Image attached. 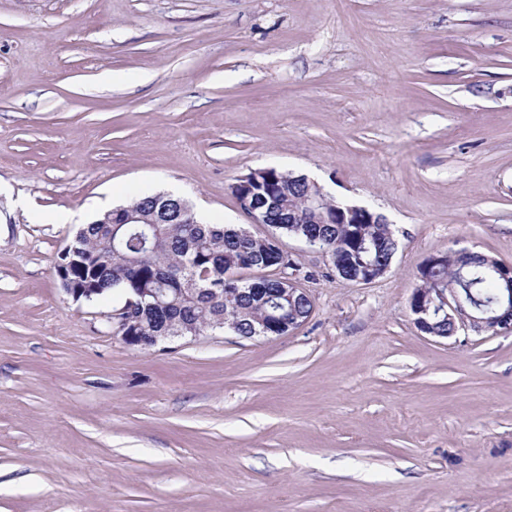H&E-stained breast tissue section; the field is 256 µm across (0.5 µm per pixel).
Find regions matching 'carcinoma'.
Instances as JSON below:
<instances>
[{"label":"carcinoma","instance_id":"carcinoma-1","mask_svg":"<svg viewBox=\"0 0 512 512\" xmlns=\"http://www.w3.org/2000/svg\"><path fill=\"white\" fill-rule=\"evenodd\" d=\"M279 187L272 196L274 208L268 220L277 233L250 236L242 228L226 224H204L200 219L184 224H160L145 237L142 224H126L129 215L150 217L154 196L133 199L119 208L105 211L89 224L80 226L73 236L74 250L59 256L58 266L69 271L78 288H87L91 301H99L112 291L130 296L144 288H161L166 293L163 305L138 312L125 329L127 336H160L170 329L199 336L219 325L234 324L236 334L251 336L254 330L273 321V307L279 306L280 321L288 325L299 321L313 307L305 296L265 300L249 287L280 291V278H243L238 286L224 289V296L206 291L208 281L224 280L227 274L244 270H265L276 266L277 243L284 237L304 238L307 232H322L321 245L329 259L345 263L351 275L363 267L387 264L399 243L390 225L315 224L303 219L288 223V214L305 213L307 186L298 176L272 169ZM426 292L418 299L436 305L441 292L454 286L467 304L484 310L497 308L501 285L484 259L475 256L458 280L454 266H437L420 283Z\"/></svg>","mask_w":512,"mask_h":512}]
</instances>
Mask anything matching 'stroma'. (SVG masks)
<instances>
[{
    "label": "stroma",
    "mask_w": 512,
    "mask_h": 512,
    "mask_svg": "<svg viewBox=\"0 0 512 512\" xmlns=\"http://www.w3.org/2000/svg\"><path fill=\"white\" fill-rule=\"evenodd\" d=\"M256 168L383 214L390 271L288 238L303 325L149 349L61 290L136 195L272 234ZM448 250L512 265V0H0V512H512V331L409 309ZM241 179H237L236 183H234L231 187L232 189V193L234 194V196H236V199L240 205V207L246 212L248 213V215H250L253 223L255 224H263L259 221V218L256 214V211L262 207H264L266 204H268L269 202V199L267 197H260V198H257V197H253L252 195H247V196H243L241 195L242 198H239L238 199V195L236 194V192L240 193L242 192V187H241V182H242V179H245L247 180L248 179V176H240Z\"/></svg>",
    "instance_id": "obj_1"
}]
</instances>
